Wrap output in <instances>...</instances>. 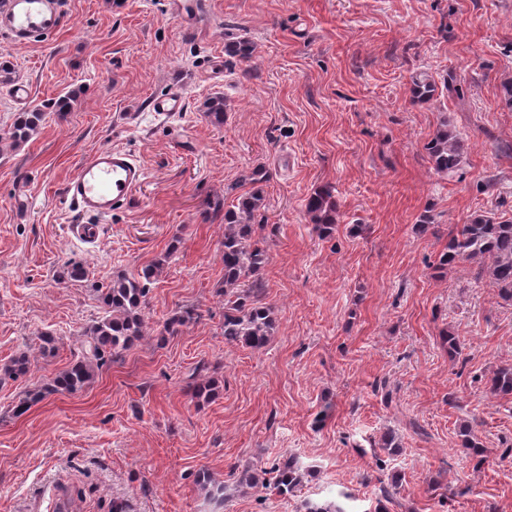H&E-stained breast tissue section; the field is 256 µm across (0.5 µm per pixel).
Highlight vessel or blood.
<instances>
[{"label": "vessel or blood", "instance_id": "b4317fda", "mask_svg": "<svg viewBox=\"0 0 512 512\" xmlns=\"http://www.w3.org/2000/svg\"><path fill=\"white\" fill-rule=\"evenodd\" d=\"M61 24L60 0H0V33L13 45L45 43ZM154 112H183L186 99L173 90L150 102ZM143 166L126 150L104 147L92 153L64 186L66 201L84 215L104 217L125 208L144 182Z\"/></svg>", "mask_w": 512, "mask_h": 512}]
</instances>
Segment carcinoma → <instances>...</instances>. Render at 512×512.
I'll list each match as a JSON object with an SVG mask.
<instances>
[{"label":"carcinoma","instance_id":"obj_1","mask_svg":"<svg viewBox=\"0 0 512 512\" xmlns=\"http://www.w3.org/2000/svg\"><path fill=\"white\" fill-rule=\"evenodd\" d=\"M224 51L243 63L253 57L252 43L235 37L228 41ZM436 83L424 73L411 76L410 92L413 100L427 102L434 98ZM207 117L218 126L224 125V99L214 98L207 104ZM40 111L21 112L11 127V138L20 141L30 136L42 121ZM470 145L443 119L426 145L429 159L436 172L452 176L464 163ZM268 172L255 167L242 174L238 183L226 188L230 195L239 187L250 184L254 189L235 197L228 208L217 203L207 212L210 220L224 224V341L252 350L264 348L273 334L274 317L271 307L262 302L264 288L261 272L269 263L267 247L256 236L252 223L254 214L264 206V197L257 185L266 182ZM305 209L315 229L323 237L336 230L337 201L334 188L324 185L306 200ZM467 263L475 267L476 279H485L497 288L500 297L512 301V219H503L490 212L475 213L465 223L448 232V243L433 264L436 276L442 277L448 268ZM162 273V264L144 266L128 277L118 276L107 285L94 289L104 308L100 320L85 329L82 356L56 375L44 387L30 391L17 406L22 414L31 405L51 393L74 394L84 390L94 380L99 369L112 358L127 350L134 341L145 335L144 310L148 293ZM62 281L81 282L88 278L86 268L76 262L68 263L58 271ZM200 318L193 308H184L169 318L164 330L173 335L179 328ZM31 366L28 355L21 353L11 359L4 373L9 376L26 374ZM204 368L197 367L189 376L187 385L191 396L206 400L214 395L215 381L202 376ZM488 391L495 397L512 396V365L497 368L488 380ZM273 488L281 495L293 493L301 484L302 473L292 458L274 464Z\"/></svg>","mask_w":512,"mask_h":512}]
</instances>
